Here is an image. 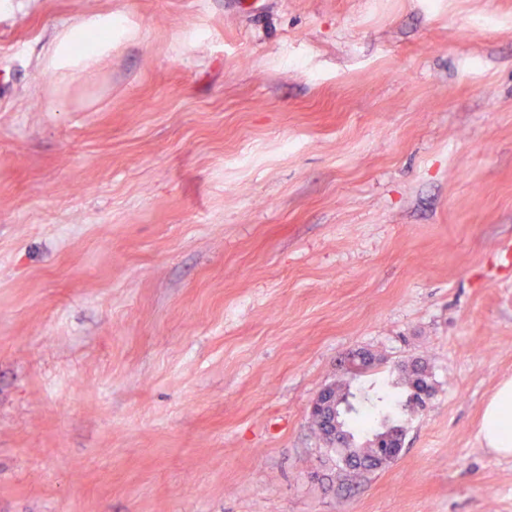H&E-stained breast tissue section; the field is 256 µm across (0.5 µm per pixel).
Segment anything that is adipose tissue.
Segmentation results:
<instances>
[{
    "label": "adipose tissue",
    "mask_w": 512,
    "mask_h": 512,
    "mask_svg": "<svg viewBox=\"0 0 512 512\" xmlns=\"http://www.w3.org/2000/svg\"><path fill=\"white\" fill-rule=\"evenodd\" d=\"M115 25L108 15L90 13L58 37L49 64L62 74H75L96 68L100 59L111 52L112 41L107 34ZM91 32L104 33V40L91 50L75 52V41ZM479 437L486 448L503 455H512V378L504 379L487 402L479 427Z\"/></svg>",
    "instance_id": "ef3b65f1"
}]
</instances>
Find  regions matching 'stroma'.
<instances>
[{"mask_svg":"<svg viewBox=\"0 0 512 512\" xmlns=\"http://www.w3.org/2000/svg\"><path fill=\"white\" fill-rule=\"evenodd\" d=\"M231 2L0 7V512H512V0ZM417 359L345 471L312 400ZM116 21L112 19V14L90 13L83 16L77 24L59 35L49 65L61 71L62 75L96 68L100 59L112 50V27L115 26ZM91 32H107L109 36L98 42L91 50L75 52L74 42ZM479 437L486 448L512 455V378L500 382L484 407ZM336 457L348 470H356L361 467L363 471H371L380 468L378 449L375 447H359L354 455L346 454L349 448H332Z\"/></svg>","mask_w":512,"mask_h":512,"instance_id":"1","label":"stroma"}]
</instances>
